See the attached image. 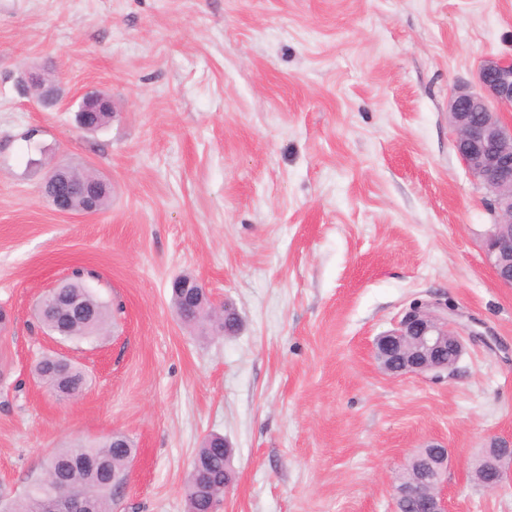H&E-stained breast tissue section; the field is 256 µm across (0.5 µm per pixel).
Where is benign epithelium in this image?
Listing matches in <instances>:
<instances>
[{
    "label": "benign epithelium",
    "instance_id": "1",
    "mask_svg": "<svg viewBox=\"0 0 512 512\" xmlns=\"http://www.w3.org/2000/svg\"><path fill=\"white\" fill-rule=\"evenodd\" d=\"M44 107L56 106L62 92L55 80L35 89ZM512 108V59L487 58L477 72V87L460 90L450 99L448 116L455 131L454 148L472 179L493 191L488 207L494 217L483 240L485 261L497 282L512 288V126L505 125L500 112ZM107 96L87 91L79 113L110 112ZM46 192L54 209L75 214L64 182L50 178ZM455 310L437 301L414 302L393 329L377 337L374 355L381 369L393 377L432 374L437 378L453 371L465 348V337L478 335L453 319ZM492 453L486 457L483 474L491 475L486 488H499L512 478V439L491 440ZM418 465L429 471V482L413 478L400 480L394 488L393 512H401L407 499L424 498L427 512H448L443 478L448 469V449L431 445L416 454ZM84 493L65 485H53L46 512H87Z\"/></svg>",
    "mask_w": 512,
    "mask_h": 512
}]
</instances>
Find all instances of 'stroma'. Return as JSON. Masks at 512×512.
Listing matches in <instances>:
<instances>
[{"label": "stroma", "instance_id": "35a3bbf8", "mask_svg": "<svg viewBox=\"0 0 512 512\" xmlns=\"http://www.w3.org/2000/svg\"><path fill=\"white\" fill-rule=\"evenodd\" d=\"M512 56V0H0V493L57 449L130 437L120 512H187L193 457L232 448L219 512H390L404 462L448 450V512H512L472 465L512 438V290L483 258L489 192L448 102ZM48 70L64 102L23 86ZM114 118L84 131L81 94ZM34 140H27V132ZM96 170L108 209L58 214L40 159ZM120 311L97 345L59 342L36 300L73 270ZM191 274L240 318L181 323ZM476 330L454 376L395 378L372 354L409 305ZM88 374L74 400L32 375ZM35 377L54 393L82 394L87 384L84 370L71 360L42 354L33 367Z\"/></svg>", "mask_w": 512, "mask_h": 512}]
</instances>
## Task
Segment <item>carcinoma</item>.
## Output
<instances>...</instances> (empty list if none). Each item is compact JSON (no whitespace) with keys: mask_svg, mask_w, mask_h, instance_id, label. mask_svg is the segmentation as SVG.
Masks as SVG:
<instances>
[{"mask_svg":"<svg viewBox=\"0 0 512 512\" xmlns=\"http://www.w3.org/2000/svg\"><path fill=\"white\" fill-rule=\"evenodd\" d=\"M62 173L73 188L71 199L74 207H85L92 200L96 211L106 209L112 191L96 182L92 171L85 167L62 166ZM97 279L91 271L77 269L61 281V287L50 297H41L37 313L48 334H59L64 340L95 342L114 320L112 306L103 300L90 281ZM190 275H180L172 281L171 302L186 325L213 324L224 330V312L215 307L208 297L177 287L186 283ZM73 298L80 300L86 313L74 315L65 322L55 319L56 306H66ZM35 377L53 393H72L79 396L85 390L87 378L84 370L74 362L53 354H43L33 367ZM134 453L129 440L115 435L100 445L75 444L57 450L46 463L45 477L23 497L7 502L0 499V512H45V495L52 481H62L84 491L89 499L91 512H114L119 478L123 476ZM193 463L201 466L200 484L187 478L185 496L187 512H215L224 495V437L212 435L199 448Z\"/></svg>","mask_w":512,"mask_h":512,"instance_id":"obj_1","label":"carcinoma"}]
</instances>
